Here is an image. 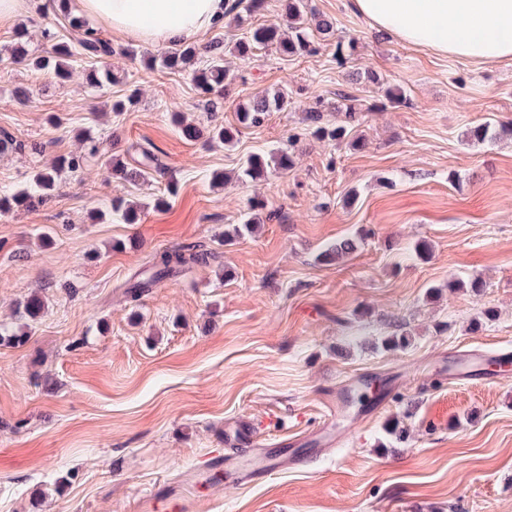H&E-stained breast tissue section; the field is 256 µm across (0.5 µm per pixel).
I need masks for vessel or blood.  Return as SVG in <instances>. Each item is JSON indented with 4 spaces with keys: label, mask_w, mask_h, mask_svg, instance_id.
I'll use <instances>...</instances> for the list:
<instances>
[{
    "label": "vessel or blood",
    "mask_w": 512,
    "mask_h": 512,
    "mask_svg": "<svg viewBox=\"0 0 512 512\" xmlns=\"http://www.w3.org/2000/svg\"><path fill=\"white\" fill-rule=\"evenodd\" d=\"M512 363V351L464 350L448 359L449 381L496 382L503 373L490 372V365ZM352 386L328 390L320 396L324 415L321 422L305 433L279 437L262 444L252 423L241 419L224 427V452L211 456L193 468L195 487L159 484L158 488L138 503L139 512H196L197 486L225 482L241 487L264 480L316 458L327 449L338 446L343 438V423L348 415Z\"/></svg>",
    "instance_id": "1"
}]
</instances>
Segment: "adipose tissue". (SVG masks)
<instances>
[{"mask_svg":"<svg viewBox=\"0 0 512 512\" xmlns=\"http://www.w3.org/2000/svg\"><path fill=\"white\" fill-rule=\"evenodd\" d=\"M228 0H76L111 30L153 46L222 23ZM354 12L399 40L476 62L512 64V0H350Z\"/></svg>","mask_w":512,"mask_h":512,"instance_id":"1","label":"adipose tissue"}]
</instances>
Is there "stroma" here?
<instances>
[{"instance_id":"stroma-1","label":"stroma","mask_w":512,"mask_h":512,"mask_svg":"<svg viewBox=\"0 0 512 512\" xmlns=\"http://www.w3.org/2000/svg\"><path fill=\"white\" fill-rule=\"evenodd\" d=\"M26 2L0 25V51L22 28L35 54L68 40L54 8ZM282 5L266 0L191 36L226 50L228 85L206 96L190 72L147 68L145 43L106 28L113 54L101 65L115 82L90 86L80 58L61 85L0 64V131L21 144L0 155L1 195L81 153L87 128L128 166L145 148L163 165L128 182L89 157L62 174L46 204L0 216V323L30 331L24 345H0V512H134L157 481H179L221 451L226 421L252 418L269 441L318 424L323 388L396 370L401 389L386 410L349 416L330 454L258 485L199 488V512H512V379L452 383L443 368L459 349L512 348V139L464 140L469 127L512 119V65L401 42L349 0H307L336 27L314 52L234 55L235 42L278 21ZM368 71L406 104H385L363 80ZM18 88L30 102L11 101ZM344 88L362 104V150L305 130L304 109L317 100L335 121ZM279 89L292 108L240 125V105ZM133 91L135 106L112 112ZM175 112L237 130L234 148L186 138ZM283 151L294 156L288 170L212 184L248 155ZM116 197L139 206L136 223L91 222ZM255 200L264 204L257 213ZM254 214L256 233L225 240ZM354 235L361 241L348 258L320 259ZM184 245L209 262L126 298L133 273ZM474 277L481 292L448 286ZM34 292L47 309L32 321L18 304ZM401 331L410 345L384 348ZM395 423L403 436L390 434Z\"/></svg>"}]
</instances>
